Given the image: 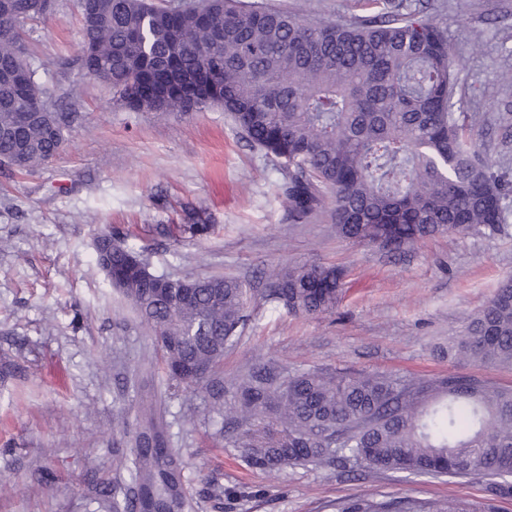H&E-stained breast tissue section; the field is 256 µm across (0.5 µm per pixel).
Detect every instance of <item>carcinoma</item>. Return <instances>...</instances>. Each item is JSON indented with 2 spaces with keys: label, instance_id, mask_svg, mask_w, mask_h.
Masks as SVG:
<instances>
[{
  "label": "carcinoma",
  "instance_id": "1",
  "mask_svg": "<svg viewBox=\"0 0 512 512\" xmlns=\"http://www.w3.org/2000/svg\"><path fill=\"white\" fill-rule=\"evenodd\" d=\"M0 14V163L29 169L62 148L61 113H22L46 90L26 61L23 34L43 18L36 0H9ZM357 20L300 18L266 0H77L85 75L108 83L136 112L224 108L248 140L288 177L296 221L324 198L336 235L360 244L378 236L398 251L437 234H500L512 182L477 152L450 112L455 93L448 35L425 6L384 0ZM209 224H175L200 238ZM96 261L153 333L169 382H219L224 350L247 324L252 300L224 276L155 274L142 251L110 228ZM341 269L297 263L271 274L264 300L295 316L331 311ZM475 365L512 367V279L468 318L448 347ZM224 440L262 471L349 463L414 476L487 480L490 499L512 497V388L450 374L404 380L382 373L317 369L284 374L254 365L222 411ZM113 454L115 479L99 489L111 512H190L185 465L170 447L162 400L139 388L134 421ZM339 512H489L465 501L356 497Z\"/></svg>",
  "mask_w": 512,
  "mask_h": 512
}]
</instances>
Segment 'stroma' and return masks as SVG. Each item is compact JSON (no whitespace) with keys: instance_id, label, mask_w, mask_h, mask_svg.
<instances>
[{"instance_id":"1","label":"stroma","mask_w":512,"mask_h":512,"mask_svg":"<svg viewBox=\"0 0 512 512\" xmlns=\"http://www.w3.org/2000/svg\"><path fill=\"white\" fill-rule=\"evenodd\" d=\"M307 16H372L374 0H273ZM455 66L454 112L473 114L480 152L512 179V0H430ZM76 0H54L26 35L28 60L53 104L76 118L51 162L0 166V512H105L96 491L114 477L133 412L141 356L153 334L110 287L94 256L105 226L173 277L223 275L253 294L249 320L224 352V398L255 363L287 372L350 369L402 379L448 373L512 387V368L450 359L501 283L512 278V233L444 234L392 252L337 236L332 198L317 219L294 223L286 175L251 146L221 107L135 112L78 60ZM214 230L181 242L159 226L194 218ZM295 263L344 273L333 312L308 318L265 303L272 271ZM170 444L186 465L195 512H336L339 501L383 498L483 500L480 479L415 477L359 467L296 465L267 473L227 445L215 390L169 387Z\"/></svg>"}]
</instances>
